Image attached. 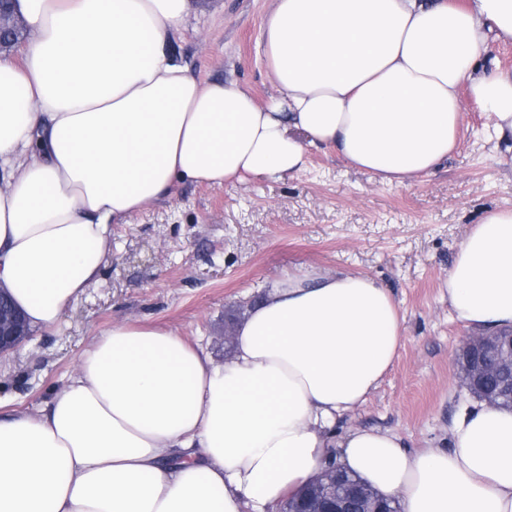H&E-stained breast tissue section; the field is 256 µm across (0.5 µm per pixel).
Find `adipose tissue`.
Returning a JSON list of instances; mask_svg holds the SVG:
<instances>
[{
  "label": "adipose tissue",
  "instance_id": "ef3b65f1",
  "mask_svg": "<svg viewBox=\"0 0 512 512\" xmlns=\"http://www.w3.org/2000/svg\"><path fill=\"white\" fill-rule=\"evenodd\" d=\"M30 37L0 57V287L31 331L101 273L112 227L175 182L236 184L331 146L403 184L454 149L460 91L512 136V0H274L262 31L276 92L203 83L170 43L188 0H13ZM455 318L512 329V207L472 225L448 271ZM372 277L273 282L216 361L175 331L94 336L40 414L0 419V512H278L335 465L400 512H512V411L454 420L448 445L338 424L402 344Z\"/></svg>",
  "mask_w": 512,
  "mask_h": 512
}]
</instances>
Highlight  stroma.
I'll return each instance as SVG.
<instances>
[{"label":"stroma","mask_w":512,"mask_h":512,"mask_svg":"<svg viewBox=\"0 0 512 512\" xmlns=\"http://www.w3.org/2000/svg\"><path fill=\"white\" fill-rule=\"evenodd\" d=\"M272 0H189L174 41L196 78L275 92L261 45ZM486 112L463 101L459 145L433 174L381 183L332 148L303 170L235 185L184 182L174 195L114 225L98 280L58 323L0 357V415L37 413L95 333L118 320L202 340L215 360L269 283L307 272L359 273L390 291L403 322L398 356L348 427L387 431L410 449L444 447L461 408L455 358L472 328L448 307V269L486 210L512 206V139L489 140Z\"/></svg>","instance_id":"stroma-1"}]
</instances>
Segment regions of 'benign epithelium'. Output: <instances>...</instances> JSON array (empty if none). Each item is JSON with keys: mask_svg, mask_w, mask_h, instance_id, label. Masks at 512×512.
Here are the masks:
<instances>
[{"mask_svg": "<svg viewBox=\"0 0 512 512\" xmlns=\"http://www.w3.org/2000/svg\"><path fill=\"white\" fill-rule=\"evenodd\" d=\"M22 22L12 0H0V41L13 38ZM33 334L23 324L21 312L12 308L0 288V356L18 350ZM459 386L472 395L489 379L512 377V330L468 337L457 355ZM360 512H387L383 500L371 490L355 489ZM342 471L330 468L313 481L305 506L290 512H350Z\"/></svg>", "mask_w": 512, "mask_h": 512, "instance_id": "1", "label": "benign epithelium"}]
</instances>
